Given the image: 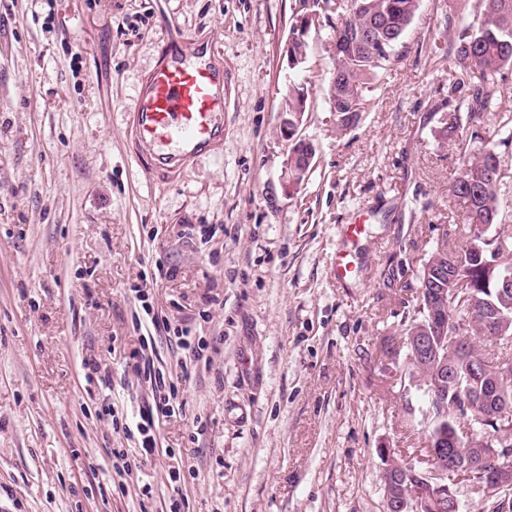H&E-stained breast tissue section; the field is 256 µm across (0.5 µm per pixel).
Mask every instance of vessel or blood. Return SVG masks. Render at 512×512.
Here are the masks:
<instances>
[{"label": "vessel or blood", "instance_id": "obj_1", "mask_svg": "<svg viewBox=\"0 0 512 512\" xmlns=\"http://www.w3.org/2000/svg\"><path fill=\"white\" fill-rule=\"evenodd\" d=\"M131 121L138 140L136 161L149 179H162L224 142V67L206 47L172 38L141 85ZM359 224L342 227L345 244L334 274L344 281L357 270L350 246L358 245Z\"/></svg>", "mask_w": 512, "mask_h": 512}]
</instances>
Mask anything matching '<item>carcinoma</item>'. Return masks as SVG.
I'll use <instances>...</instances> for the list:
<instances>
[{
	"mask_svg": "<svg viewBox=\"0 0 512 512\" xmlns=\"http://www.w3.org/2000/svg\"><path fill=\"white\" fill-rule=\"evenodd\" d=\"M342 12L336 13V24L331 26V39L336 45V64L332 76L336 77V97L329 98L330 111L340 116L344 128L355 125L363 112L370 111L375 104L373 84L380 80L404 57L403 37L412 24L421 0H344ZM481 19L455 33L448 44V57L454 68L470 80L477 79L469 97H448L441 114L443 131H456L462 122L473 127L485 123L497 111L498 105L492 95L484 90L483 83L506 71L512 72V0H478ZM371 31V44H355L344 34L350 29ZM504 136L498 140L485 141L478 132L462 140L461 152L464 170L451 186L452 195L459 198L465 207L468 226L489 228L499 221L500 186L497 169L503 161L498 147L512 145V117L498 125ZM474 242L480 247V255L467 251L465 267L457 269L452 260L459 254L448 250V246L436 245L423 263L418 278H423L430 265L448 268V277L442 281L445 295L456 288V277L467 280V297L457 295L453 302L441 301L449 314L446 334L432 340L437 359L425 362L410 348L406 349L407 374L417 381H424L430 374L448 364V371L461 375L469 370V358L480 357L485 362V381L497 387V397L484 399L471 397L468 386L453 385L448 394L435 400L427 392V386L419 387L425 398V415L430 422L428 439H441L445 446L434 462L435 469L455 477L457 472L448 467L450 459L470 465L472 477L480 478L486 465L489 448L483 445L484 436L502 427L493 424L498 418L497 402L507 399L512 403V321H503L494 316L497 307L512 316V288H503L500 283V268L493 266V249L497 239L478 235ZM428 294L415 296L412 315L400 335L409 336L427 323ZM453 336H473L480 339L503 342L499 354L487 357L474 343H469L464 353L453 344ZM467 413L481 429L473 440L463 436L454 438L459 430L458 413ZM390 477L383 478L384 510L390 512L393 502L406 495L415 470L409 466L391 465Z\"/></svg>",
	"mask_w": 512,
	"mask_h": 512,
	"instance_id": "obj_1",
	"label": "carcinoma"
}]
</instances>
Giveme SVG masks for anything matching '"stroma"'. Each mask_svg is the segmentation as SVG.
<instances>
[{
    "instance_id": "stroma-1",
    "label": "stroma",
    "mask_w": 512,
    "mask_h": 512,
    "mask_svg": "<svg viewBox=\"0 0 512 512\" xmlns=\"http://www.w3.org/2000/svg\"><path fill=\"white\" fill-rule=\"evenodd\" d=\"M307 13L304 0H0V512H168L176 493L185 512H384L387 464L419 466L421 393L380 354L430 249L473 238L450 193L459 136L441 134L439 111L470 92L448 27L474 24L477 2L421 0L375 109L344 131L328 103L335 11L311 14L306 60L288 62ZM177 34L224 64V144L148 181L130 114ZM299 83L297 135L315 155L289 191L279 110ZM358 216L361 273L339 284L338 227ZM154 318L213 341L210 367L183 374ZM144 338L180 404L147 457L131 433ZM116 448L141 458L151 499L121 493ZM308 17H300L298 18L297 22L294 24L293 29H291L292 32H290V37L288 40L287 45V52L288 49H290V58L293 65H301L303 64L305 60V55L303 54V51L300 49V52L295 51V47L298 45V43L304 44L305 43V36L307 34L308 25H307ZM307 41L304 46V51L307 56ZM302 62V63H300ZM300 63V64H299ZM295 66V67H297Z\"/></svg>"
}]
</instances>
